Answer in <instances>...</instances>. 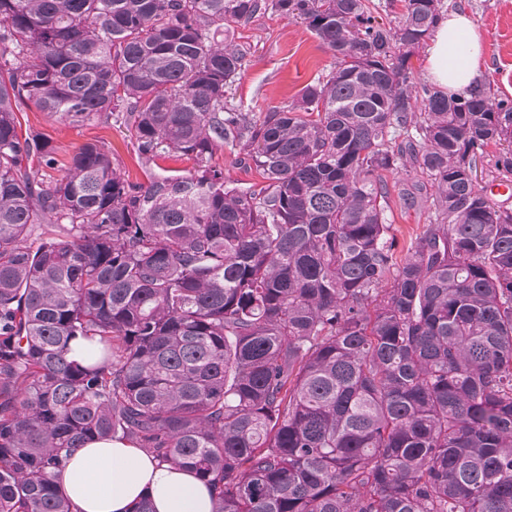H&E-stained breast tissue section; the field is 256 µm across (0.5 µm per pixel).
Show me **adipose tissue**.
Listing matches in <instances>:
<instances>
[{"label":"adipose tissue","mask_w":512,"mask_h":512,"mask_svg":"<svg viewBox=\"0 0 512 512\" xmlns=\"http://www.w3.org/2000/svg\"><path fill=\"white\" fill-rule=\"evenodd\" d=\"M483 62V43L471 19L451 13L428 48L432 82L455 93L475 83ZM59 491L79 512H131L150 499L155 512H212L208 488L185 470L159 462L141 449L112 440H93L79 449L57 474Z\"/></svg>","instance_id":"ef3b65f1"}]
</instances>
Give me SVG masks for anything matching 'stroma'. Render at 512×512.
<instances>
[{"label":"stroma","instance_id":"1","mask_svg":"<svg viewBox=\"0 0 512 512\" xmlns=\"http://www.w3.org/2000/svg\"><path fill=\"white\" fill-rule=\"evenodd\" d=\"M444 13L464 11L481 34L484 63L480 84L491 87L493 99L512 101V0H443ZM234 40L246 51L244 69L227 92V101L255 118L268 110L296 103L303 88L324 78L334 67L332 52L299 20L277 12L255 15L248 23L235 26ZM19 132L45 134L56 149V163L46 166L40 156H32L33 167L44 170L49 178L60 177V168L68 164L72 153L81 145L95 142L109 151L123 178L133 184H144L159 170H175L189 175L195 170L193 161L169 160L162 166L145 164L139 158L122 117L108 122L72 124L49 117L28 104L16 113ZM211 164L223 171L228 187L240 190L259 189L265 183L254 166L241 162L231 146L215 150ZM389 189L385 215L395 227L399 247H406L411 236L424 230L430 222L427 208L406 207L400 199L404 185L417 180L410 168L389 170L382 174Z\"/></svg>","mask_w":512,"mask_h":512}]
</instances>
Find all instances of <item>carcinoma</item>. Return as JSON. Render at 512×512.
Instances as JSON below:
<instances>
[{"label": "carcinoma", "mask_w": 512, "mask_h": 512, "mask_svg": "<svg viewBox=\"0 0 512 512\" xmlns=\"http://www.w3.org/2000/svg\"><path fill=\"white\" fill-rule=\"evenodd\" d=\"M402 2L387 29L371 0H0V512H76L52 473L93 439L213 512H512V210L474 182L512 105L412 95L443 3ZM268 9L336 65L257 120L225 100L224 27ZM28 103L121 112L145 163L196 173L128 183L86 143L47 181ZM226 144L263 193L224 188ZM406 156L432 220L400 255L381 172Z\"/></svg>", "instance_id": "1"}]
</instances>
